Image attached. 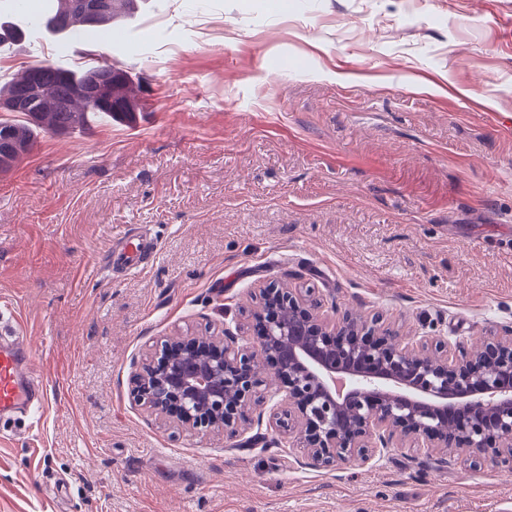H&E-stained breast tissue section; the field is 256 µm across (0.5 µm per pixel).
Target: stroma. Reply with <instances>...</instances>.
<instances>
[{"mask_svg":"<svg viewBox=\"0 0 512 512\" xmlns=\"http://www.w3.org/2000/svg\"><path fill=\"white\" fill-rule=\"evenodd\" d=\"M7 13L0 79L90 51L141 106L0 172V304L49 379L40 421L0 418V512H512L492 462L314 469L276 398L231 438L156 420L130 383L177 333L249 345L272 281L407 341L512 328V0H143L126 50L108 26L35 49ZM128 230L157 254L111 272Z\"/></svg>","mask_w":512,"mask_h":512,"instance_id":"1","label":"stroma"}]
</instances>
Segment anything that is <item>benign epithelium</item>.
Here are the masks:
<instances>
[{
  "label": "benign epithelium",
  "mask_w": 512,
  "mask_h": 512,
  "mask_svg": "<svg viewBox=\"0 0 512 512\" xmlns=\"http://www.w3.org/2000/svg\"><path fill=\"white\" fill-rule=\"evenodd\" d=\"M259 296L253 345L177 334L136 365L133 392L150 415L237 437L271 370L276 425L315 468L407 445L512 469V329L450 352L432 336L403 344L378 318L331 316L301 288L270 282Z\"/></svg>",
  "instance_id": "7a95c632"
}]
</instances>
